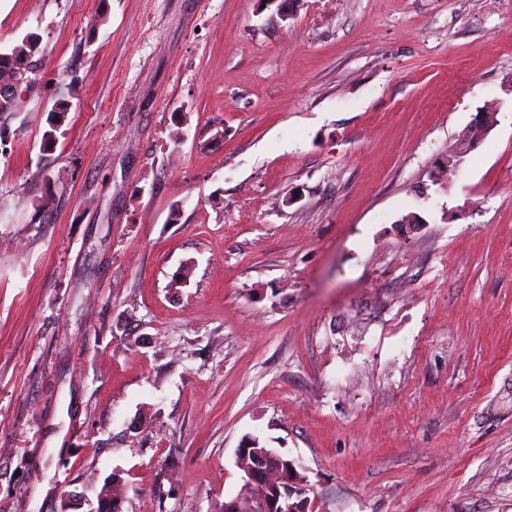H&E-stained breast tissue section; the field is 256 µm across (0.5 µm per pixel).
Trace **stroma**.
<instances>
[{"instance_id":"1","label":"stroma","mask_w":512,"mask_h":512,"mask_svg":"<svg viewBox=\"0 0 512 512\" xmlns=\"http://www.w3.org/2000/svg\"><path fill=\"white\" fill-rule=\"evenodd\" d=\"M29 34L0 512H217L255 436L312 512H512V0H0ZM273 453L276 455V458L267 466V469L270 471L268 473V480L273 485L293 491L294 503L297 505V508L294 511L289 509L288 512H308L310 509H308L310 504L308 496L310 484L306 476L301 473L303 467L300 463L286 455L278 452Z\"/></svg>"}]
</instances>
